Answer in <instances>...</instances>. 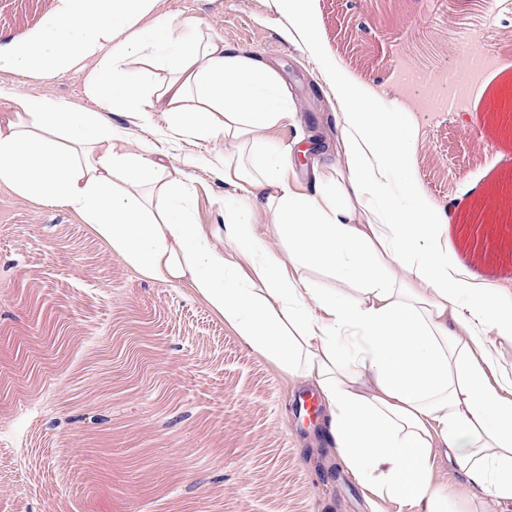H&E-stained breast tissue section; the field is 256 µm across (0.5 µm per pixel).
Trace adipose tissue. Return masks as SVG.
<instances>
[{"label": "adipose tissue", "mask_w": 512, "mask_h": 512, "mask_svg": "<svg viewBox=\"0 0 512 512\" xmlns=\"http://www.w3.org/2000/svg\"><path fill=\"white\" fill-rule=\"evenodd\" d=\"M275 6L328 71L337 182L295 190L292 149L267 140L297 112L274 66L200 20L156 14V0H59L47 36L22 46L0 32V67L49 80L94 60L85 93L106 110L1 89L0 185L76 212L129 269L188 286L248 350L316 391L372 512H464L434 480L439 454L473 492L512 501V374L494 343L512 340V298L449 261V214L409 175L412 114L331 67L309 0ZM109 111L152 140L131 149L134 130ZM187 140L224 145L207 158L237 191L223 223H196L174 175ZM397 169L411 202L401 212L388 193Z\"/></svg>", "instance_id": "obj_1"}]
</instances>
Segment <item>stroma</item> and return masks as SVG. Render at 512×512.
Returning a JSON list of instances; mask_svg holds the SVG:
<instances>
[{
    "mask_svg": "<svg viewBox=\"0 0 512 512\" xmlns=\"http://www.w3.org/2000/svg\"><path fill=\"white\" fill-rule=\"evenodd\" d=\"M56 0H0V31L25 41L52 24ZM157 14L194 17L225 45L258 56L288 79L293 122L273 139L334 150L336 102L315 63L287 42L288 19L273 0H158ZM324 51L357 83L405 108L414 92L398 69L424 58L458 62L478 44L494 59L480 78L485 98L453 112L416 115L413 174L437 208H452L453 258L474 276L512 293V226L495 225L497 187L512 179V134L500 129L486 97L512 83V0H481L477 24L458 19L448 0H311ZM86 69L48 82L0 73V86L101 111L84 94ZM195 193L198 223L217 224L235 195L220 168L178 166ZM38 293L70 342L54 384V346L36 325L21 289ZM8 336L32 360L48 363L39 390ZM0 373L16 394L0 407V512H369L325 438L322 419L296 411L301 392L253 355L185 286L144 279L109 255L81 218L0 187ZM111 406L104 426L66 430L48 422L71 408ZM191 413L182 428L171 424Z\"/></svg>",
    "mask_w": 512,
    "mask_h": 512,
    "instance_id": "obj_1",
    "label": "stroma"
}]
</instances>
